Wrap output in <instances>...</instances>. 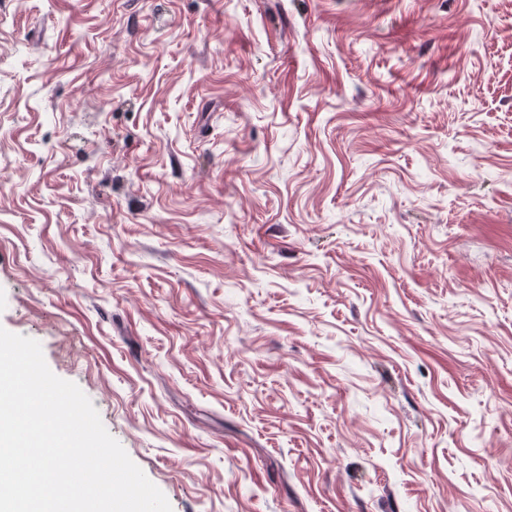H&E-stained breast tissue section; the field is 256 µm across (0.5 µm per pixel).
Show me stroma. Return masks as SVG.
<instances>
[{
  "instance_id": "stroma-1",
  "label": "stroma",
  "mask_w": 512,
  "mask_h": 512,
  "mask_svg": "<svg viewBox=\"0 0 512 512\" xmlns=\"http://www.w3.org/2000/svg\"><path fill=\"white\" fill-rule=\"evenodd\" d=\"M0 327L172 512H512V0H0Z\"/></svg>"
}]
</instances>
